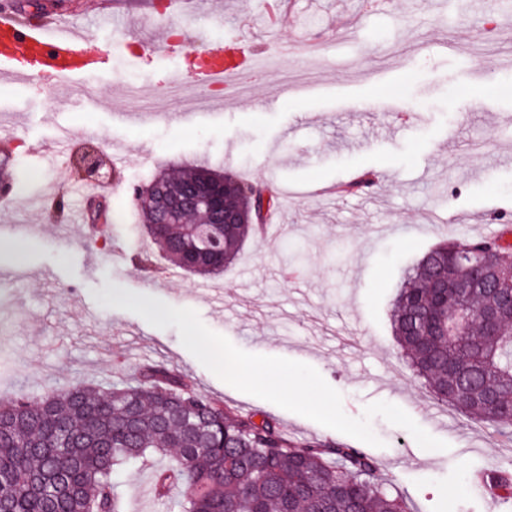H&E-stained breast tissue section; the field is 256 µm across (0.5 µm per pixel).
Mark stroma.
<instances>
[{
  "label": "stroma",
  "mask_w": 512,
  "mask_h": 512,
  "mask_svg": "<svg viewBox=\"0 0 512 512\" xmlns=\"http://www.w3.org/2000/svg\"><path fill=\"white\" fill-rule=\"evenodd\" d=\"M162 0H12L20 17L70 14L91 49L111 43L110 73L92 74L60 100L40 76L0 77V153L31 175L0 210V395L36 398L79 383L133 380L157 364L194 391L242 415L274 418L300 442L353 444L324 427L216 377L181 343L139 315L107 307L131 291L195 310L203 324L253 354L314 367L362 417L367 405L400 406L444 450L421 448L404 428L376 417L380 446H368L378 476L409 512H487L472 475L512 461L499 427L438 402L397 353L390 314L397 287L417 258L443 240L501 231L512 212V54L505 34L480 27L512 0H289L287 18L266 37L264 0H204L162 12ZM127 13L111 29L108 7ZM190 49L241 38L262 47L272 67L240 92L207 100L192 79L168 111L158 109L169 76L187 61L160 51L171 27ZM137 85L138 98L118 88ZM98 100L84 103L86 92ZM387 96L394 112H360L357 101ZM146 112L144 122L113 120ZM120 151L121 186L88 205L86 181L68 165L85 147ZM182 162L221 163L274 188L282 235L247 242L223 275L205 277L166 261L138 230L136 187ZM372 172L374 191L339 195L336 185ZM76 223L57 235L37 231L28 205L52 185ZM152 472L129 467L115 477L125 512H172L145 496Z\"/></svg>",
  "instance_id": "obj_1"
}]
</instances>
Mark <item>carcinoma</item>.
I'll return each instance as SVG.
<instances>
[{
  "instance_id": "carcinoma-1",
  "label": "carcinoma",
  "mask_w": 512,
  "mask_h": 512,
  "mask_svg": "<svg viewBox=\"0 0 512 512\" xmlns=\"http://www.w3.org/2000/svg\"><path fill=\"white\" fill-rule=\"evenodd\" d=\"M29 174L0 170L10 187ZM209 184L224 185V203L245 223L224 226V262L202 272L219 275L256 234L257 219L277 209L275 191L256 190L232 171L208 163L160 171L146 188L171 200ZM140 224L170 261L187 268L185 251L201 246L191 220H210L204 205L177 223L136 206ZM506 253L498 240L440 243L412 267L393 301L391 320L401 356L436 398L465 415L498 426L512 410V323L494 332L481 312L496 303L490 289H448L443 307L434 287L450 276L478 277L488 253ZM473 313L467 339L442 333L448 309ZM161 500L182 486L179 512H408L376 478L373 458L337 444L296 445L273 419L239 415L192 390L160 366L135 383L107 388L76 384L34 399L0 400V512H123L114 473L153 459ZM485 494L512 501V473L493 467L475 477Z\"/></svg>"
}]
</instances>
